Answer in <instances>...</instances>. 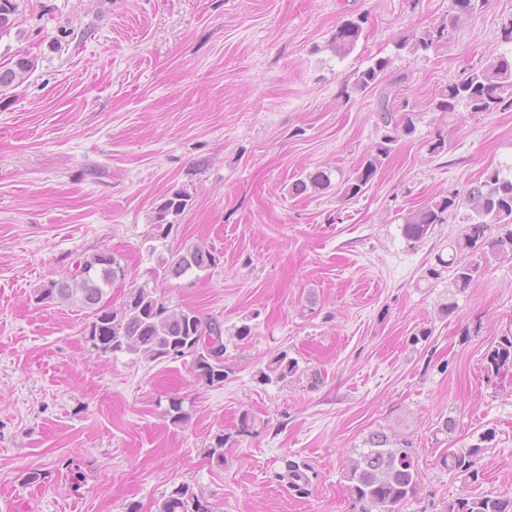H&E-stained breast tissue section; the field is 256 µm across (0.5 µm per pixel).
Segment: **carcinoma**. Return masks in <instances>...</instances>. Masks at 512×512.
Listing matches in <instances>:
<instances>
[{"label": "carcinoma", "instance_id": "carcinoma-1", "mask_svg": "<svg viewBox=\"0 0 512 512\" xmlns=\"http://www.w3.org/2000/svg\"><path fill=\"white\" fill-rule=\"evenodd\" d=\"M486 0H452V15L448 22L426 29L401 43L413 53L428 51L446 38L448 27L471 16ZM19 5L17 0H0V33L15 25ZM365 17L350 19L336 27L331 46L336 55L351 54L360 38ZM389 61L381 58L358 71L354 87L365 91L376 85ZM34 68V61L21 57L13 66L0 70V89L22 82ZM473 112H493L512 108V58L505 54L490 55L479 71L460 80L448 82L436 107L452 111L459 103ZM379 120L391 133L411 135L415 127L410 119L399 121L386 103L380 104ZM391 134L385 136L360 162L344 182V195L355 198L363 194L381 172L391 153ZM330 185L324 170H315L296 180L292 193L302 195L317 192ZM191 195L185 189L170 192L158 207L153 238H166L174 225L170 215H181L189 205ZM465 206L471 211L467 224L457 238L448 244V259L437 257L438 263L452 273L453 283L461 291L471 287L489 257L512 252V176L499 170L471 187L464 199L446 196L423 206L405 218L404 237L418 242L432 226L446 222L453 210ZM498 227L495 237L486 235L490 226ZM217 265L216 255L200 244H186L159 256L152 270L153 284L131 289L122 306L113 309L102 303L106 290L126 276L124 265L114 254L105 257L99 252L79 262L77 268L51 285L39 289V301L71 302L86 311L91 318L86 330L92 347L103 354L117 351L132 353L149 360L190 356L198 375L214 385L224 382V326L204 317L193 308L171 305L164 283L195 270ZM486 370L498 379H512V335L502 336L486 355ZM297 371V363L282 353L267 366L263 380H284ZM492 438L484 434L481 442L466 448H448L441 456L444 467L474 482L479 480L478 463L485 448L482 442ZM344 478L352 498L353 512H401L406 502L418 493V469L408 448H393L388 436L375 433L365 441V447L352 449ZM159 512H209L188 486H180L163 499ZM445 512H512V495L461 497L448 502Z\"/></svg>", "mask_w": 512, "mask_h": 512}]
</instances>
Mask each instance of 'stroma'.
<instances>
[{
	"mask_svg": "<svg viewBox=\"0 0 512 512\" xmlns=\"http://www.w3.org/2000/svg\"><path fill=\"white\" fill-rule=\"evenodd\" d=\"M18 4L0 67H35L0 91V512H158L183 484L212 512H351L345 464L376 432L414 452L419 492L401 512L512 493V381L488 378L484 360L512 332V256L461 292L451 272H425L467 209L421 242L402 234L408 213L512 166V108H436L449 81L512 54L501 39L512 0H488L417 54L400 41L446 21L452 0ZM361 14L356 48L336 56L337 26ZM380 58V84L356 91L357 71ZM384 98L415 131L347 198L344 181L383 137ZM317 169L327 189L290 194ZM178 188L190 205L154 240ZM185 242L219 263L165 294L223 323L222 384L188 356L101 354L84 310L36 301L78 258L107 251L126 269L111 289L121 305ZM282 352L296 374L263 381ZM173 397L184 423L165 414ZM490 430L479 481L442 467L445 449ZM219 438L220 464L208 456ZM291 461L306 484L292 483ZM33 471L43 482L26 483ZM190 198V193L183 188L173 190L166 196L158 207V215L156 216V222L154 225L156 231L153 233L152 238H168L175 224H171V221L165 222L166 218L170 215H181L189 205Z\"/></svg>",
	"mask_w": 512,
	"mask_h": 512,
	"instance_id": "obj_1",
	"label": "stroma"
}]
</instances>
